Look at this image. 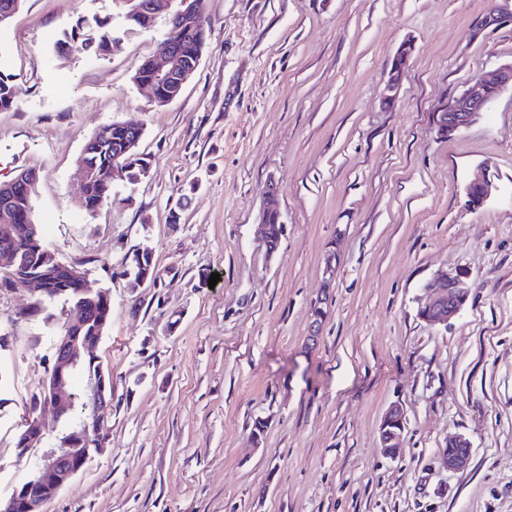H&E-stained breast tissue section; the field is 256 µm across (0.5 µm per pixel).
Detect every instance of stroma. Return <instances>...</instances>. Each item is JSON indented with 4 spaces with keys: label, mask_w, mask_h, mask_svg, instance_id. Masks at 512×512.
Segmentation results:
<instances>
[{
    "label": "stroma",
    "mask_w": 512,
    "mask_h": 512,
    "mask_svg": "<svg viewBox=\"0 0 512 512\" xmlns=\"http://www.w3.org/2000/svg\"><path fill=\"white\" fill-rule=\"evenodd\" d=\"M198 9L202 60L165 106L133 76L167 13L142 30L113 0H24L0 26V73L21 89L0 110V182L36 172L44 247L112 300L97 350L109 439L44 512H512V90L455 135L434 128L476 77L512 62V22L480 26L512 0ZM100 22L117 50L59 53ZM112 122L142 126L150 167L90 213L77 161ZM479 172L492 188L473 210ZM271 183L286 232L270 257L256 230ZM143 242L158 278L136 286L124 258ZM441 270L465 273L468 299L431 326L417 312ZM324 292L312 342L310 303ZM34 297L0 287V498L29 476L16 448L26 418H42L47 446L63 433L44 385L72 305L36 312ZM394 406L406 429L391 457L379 427ZM458 436L471 461L450 471Z\"/></svg>",
    "instance_id": "35a3bbf8"
}]
</instances>
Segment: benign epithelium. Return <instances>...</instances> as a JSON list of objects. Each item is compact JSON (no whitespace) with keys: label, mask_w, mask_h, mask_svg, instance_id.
<instances>
[{"label":"benign epithelium","mask_w":512,"mask_h":512,"mask_svg":"<svg viewBox=\"0 0 512 512\" xmlns=\"http://www.w3.org/2000/svg\"><path fill=\"white\" fill-rule=\"evenodd\" d=\"M198 0H148L138 3L137 11L146 23L155 21L158 12L165 6L173 7L169 13L168 24L174 29L187 28L190 20L198 14ZM397 65L390 70L388 90L397 92L404 71L408 66L409 51L402 47L397 53ZM197 70V65L186 61L178 45L168 42L157 46L151 59L148 79L137 82V85L158 103H168L177 98L183 85ZM512 89V63L502 66L496 74L489 78L476 79L467 90L456 96L449 105L435 113V129L445 137L448 134L467 128L474 123L488 106L495 101L502 91ZM77 176L81 183H86L93 176L103 181L117 182L122 174L117 165L98 171L94 167L82 165L78 167ZM279 214L276 188H267L266 206L263 211L259 231L265 230V224L271 215ZM37 229L28 219L16 224L0 225V241L3 243L18 240L35 239ZM42 264L48 266L47 272L26 271L21 283L33 287L38 292L49 293L59 286L62 280L77 284L83 296L87 297L90 290L86 286L85 273L75 267L57 262L53 256L42 254ZM468 291L465 288L463 275L439 271L424 285V296L419 306L420 318L431 326L448 323V319L457 314L465 305ZM85 320L84 309L78 307L67 317V330L59 337L54 364L46 383V400L54 406L56 416L70 411L74 397L68 392L69 378L81 358L92 360L87 378V401L85 408L89 413L74 427L72 440L42 453L37 457L31 474L25 485L5 499H0V512H42L43 506L53 499L58 492L78 475L90 459L91 453L97 452L107 443V430L104 422L98 417V410L111 404L112 388L110 375L98 364L97 348L103 336L106 322L99 324L98 331L92 336L81 335L79 326ZM404 414L398 407L391 408L383 422L380 437L381 447L388 454L395 452L404 433ZM47 430L41 419H36L23 435V452H28L44 442ZM471 455L468 440L458 437L454 440V448L444 458V467L449 470H460L467 466Z\"/></svg>","instance_id":"benign-epithelium-1"}]
</instances>
